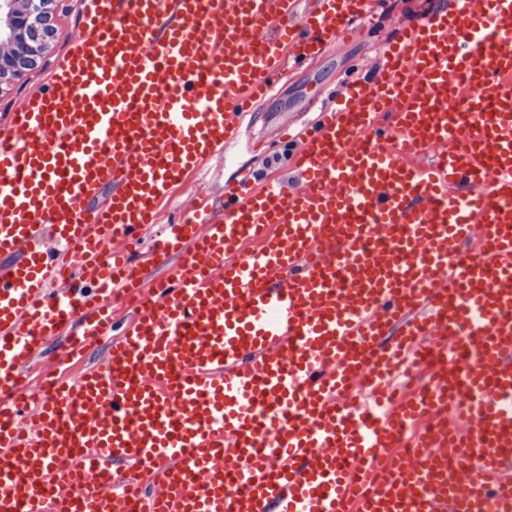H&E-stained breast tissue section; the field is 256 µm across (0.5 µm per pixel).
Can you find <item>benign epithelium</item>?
I'll return each instance as SVG.
<instances>
[{"label": "benign epithelium", "mask_w": 512, "mask_h": 512, "mask_svg": "<svg viewBox=\"0 0 512 512\" xmlns=\"http://www.w3.org/2000/svg\"><path fill=\"white\" fill-rule=\"evenodd\" d=\"M53 0H0V41L11 46L0 53V82L35 62L45 52L43 44L31 39L32 31L50 21Z\"/></svg>", "instance_id": "obj_1"}]
</instances>
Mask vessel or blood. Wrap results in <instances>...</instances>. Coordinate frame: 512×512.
Returning <instances> with one entry per match:
<instances>
[{
  "instance_id": "b4317fda",
  "label": "vessel or blood",
  "mask_w": 512,
  "mask_h": 512,
  "mask_svg": "<svg viewBox=\"0 0 512 512\" xmlns=\"http://www.w3.org/2000/svg\"><path fill=\"white\" fill-rule=\"evenodd\" d=\"M81 4L0 127V512H512V0H449L389 42L303 138L301 190L172 225L147 266L169 276L116 337L107 300L146 268L107 243H139L285 59L369 0ZM75 321L69 357L104 339L105 362L32 391ZM399 362L436 364L429 387L383 419L345 400ZM64 344V337L50 338L46 342L42 352L32 364L28 378L31 386L36 387L40 384L44 372L66 366L64 362Z\"/></svg>"
}]
</instances>
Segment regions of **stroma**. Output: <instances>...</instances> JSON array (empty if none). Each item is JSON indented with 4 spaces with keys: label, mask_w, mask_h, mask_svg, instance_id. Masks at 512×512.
Listing matches in <instances>:
<instances>
[{
    "label": "stroma",
    "mask_w": 512,
    "mask_h": 512,
    "mask_svg": "<svg viewBox=\"0 0 512 512\" xmlns=\"http://www.w3.org/2000/svg\"><path fill=\"white\" fill-rule=\"evenodd\" d=\"M445 0H373L366 19L353 21L347 39L324 55L302 60L285 72L275 97L255 104L241 128L236 144L222 157L191 177L163 203L161 219L145 234L142 247L150 249L168 225L189 215L199 204L224 200L225 186L246 178L258 185L275 179L287 190L297 191L302 182L291 166L294 142L281 139L278 130L290 126L299 131L313 121L330 95L341 92L351 73L370 78L379 67L377 49L443 6ZM52 32L47 48L36 64L0 82V124L28 94L41 89L51 76L53 62L61 57L80 29L79 0H53Z\"/></svg>",
    "instance_id": "obj_1"
}]
</instances>
